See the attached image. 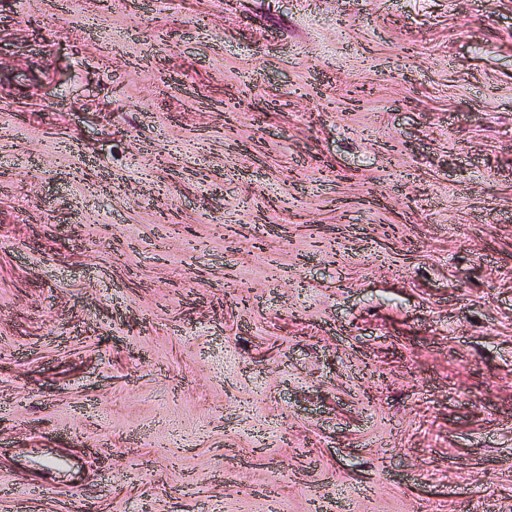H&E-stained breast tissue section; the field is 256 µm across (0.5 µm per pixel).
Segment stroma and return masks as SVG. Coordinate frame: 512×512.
<instances>
[{
  "mask_svg": "<svg viewBox=\"0 0 512 512\" xmlns=\"http://www.w3.org/2000/svg\"><path fill=\"white\" fill-rule=\"evenodd\" d=\"M0 512H512V0H0Z\"/></svg>",
  "mask_w": 512,
  "mask_h": 512,
  "instance_id": "1",
  "label": "stroma"
}]
</instances>
